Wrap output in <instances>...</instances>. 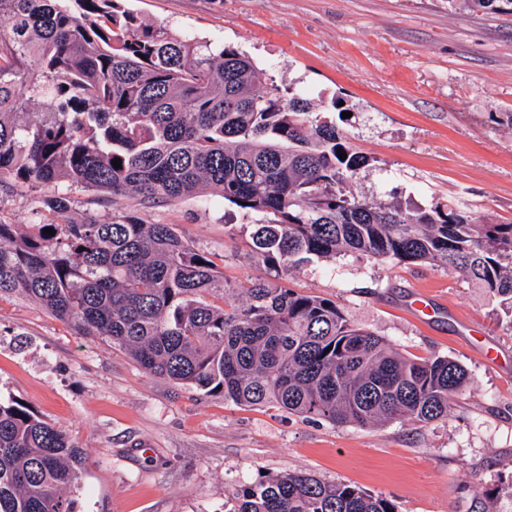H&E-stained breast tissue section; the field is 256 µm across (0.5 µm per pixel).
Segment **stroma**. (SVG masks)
<instances>
[{"label": "stroma", "mask_w": 512, "mask_h": 512, "mask_svg": "<svg viewBox=\"0 0 512 512\" xmlns=\"http://www.w3.org/2000/svg\"><path fill=\"white\" fill-rule=\"evenodd\" d=\"M170 36L247 54L372 157L356 189L427 208L458 200L478 220L512 223V12L467 0H121ZM0 189V221L72 224L110 217V194L60 182ZM146 224H172L210 253L228 283L268 276L250 230L217 197L168 204L123 198ZM329 299L411 358L446 356L470 381L447 418L378 426L305 420L146 374L128 352L76 335L36 303L0 297V396L64 430L87 457L75 512H224L235 488L310 472L390 500L395 512H512V327L465 277L427 263L348 252L282 274ZM434 299L416 318L417 295ZM490 349L483 360L481 349Z\"/></svg>", "instance_id": "1"}]
</instances>
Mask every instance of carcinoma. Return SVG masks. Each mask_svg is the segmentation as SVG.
I'll use <instances>...</instances> for the list:
<instances>
[{"mask_svg": "<svg viewBox=\"0 0 512 512\" xmlns=\"http://www.w3.org/2000/svg\"><path fill=\"white\" fill-rule=\"evenodd\" d=\"M78 2L76 16L68 0H0V184L65 179L153 203L208 190L251 225L254 253L275 272L347 251L426 262L468 278L512 324L511 223L355 193L370 158L295 88L267 84L231 46L170 37L116 0ZM35 98L44 112L30 121ZM69 202L55 191L43 209ZM258 214L267 219L255 224ZM13 293L152 376L335 425L429 424L468 383L454 360L409 358L277 276L228 284L174 225L123 207L26 232L0 221V295ZM84 463L66 432L0 398V512H73L65 491ZM233 502L228 512H395L381 496L301 472L243 484Z\"/></svg>", "mask_w": 512, "mask_h": 512, "instance_id": "obj_1", "label": "carcinoma"}]
</instances>
